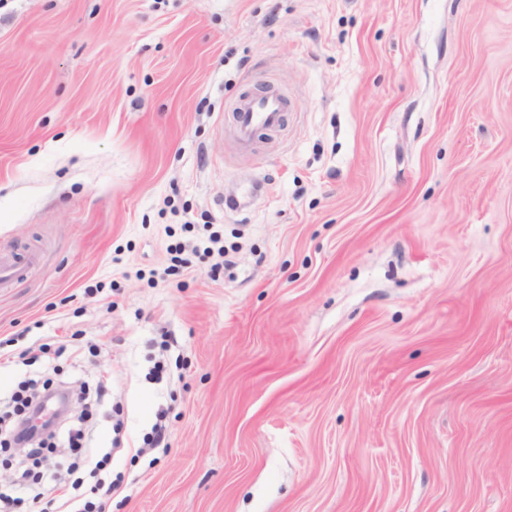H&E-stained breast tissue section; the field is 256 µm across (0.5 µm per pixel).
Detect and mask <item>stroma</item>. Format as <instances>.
<instances>
[{
    "label": "stroma",
    "mask_w": 512,
    "mask_h": 512,
    "mask_svg": "<svg viewBox=\"0 0 512 512\" xmlns=\"http://www.w3.org/2000/svg\"><path fill=\"white\" fill-rule=\"evenodd\" d=\"M31 251L0 414L86 387L107 512H512V0H0ZM286 107L285 96L271 86L258 94L239 98L232 111L239 141L247 145L259 130L279 127Z\"/></svg>",
    "instance_id": "1"
}]
</instances>
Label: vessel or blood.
<instances>
[{"label": "vessel or blood", "mask_w": 512, "mask_h": 512, "mask_svg": "<svg viewBox=\"0 0 512 512\" xmlns=\"http://www.w3.org/2000/svg\"><path fill=\"white\" fill-rule=\"evenodd\" d=\"M286 107L285 96L274 87L239 98L233 108L239 141L249 143L258 131L279 127ZM33 263V258L29 256L0 255V286L21 280Z\"/></svg>", "instance_id": "b4317fda"}]
</instances>
